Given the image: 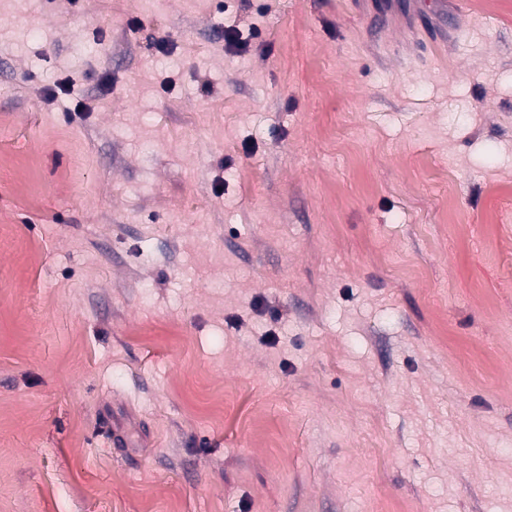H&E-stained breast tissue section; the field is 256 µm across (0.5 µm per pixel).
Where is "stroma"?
<instances>
[{
    "label": "stroma",
    "instance_id": "obj_1",
    "mask_svg": "<svg viewBox=\"0 0 512 512\" xmlns=\"http://www.w3.org/2000/svg\"><path fill=\"white\" fill-rule=\"evenodd\" d=\"M433 2L0 0V512H512V0Z\"/></svg>",
    "mask_w": 512,
    "mask_h": 512
}]
</instances>
